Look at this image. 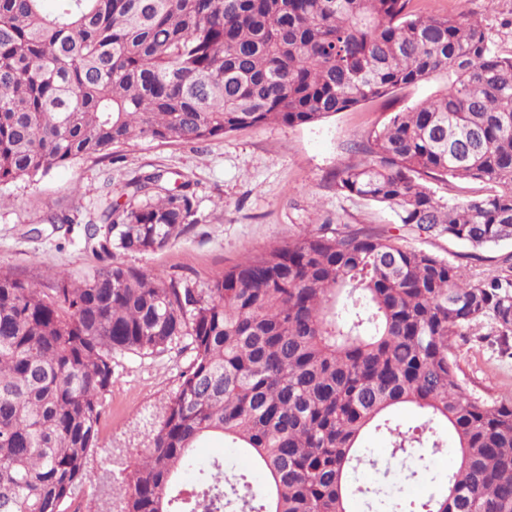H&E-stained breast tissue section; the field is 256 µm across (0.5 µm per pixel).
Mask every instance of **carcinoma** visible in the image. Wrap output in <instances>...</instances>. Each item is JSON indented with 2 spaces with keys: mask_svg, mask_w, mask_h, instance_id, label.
I'll list each match as a JSON object with an SVG mask.
<instances>
[{
  "mask_svg": "<svg viewBox=\"0 0 512 512\" xmlns=\"http://www.w3.org/2000/svg\"><path fill=\"white\" fill-rule=\"evenodd\" d=\"M0 0V185L140 138L201 143L243 127L304 125L441 77L331 175L399 223L474 249L512 242V56L482 25L421 17L411 0ZM457 182L443 203L427 180ZM189 181L161 171L105 197L76 280L0 270V512H66L92 476L117 351L186 338L191 359L142 456L112 484L120 512H512V397L459 374L456 338L487 318L512 336V263L473 278L370 224H319L204 288L113 261L193 224ZM411 404L420 421L387 417ZM454 438L458 467L421 503L355 484L385 436L404 477H436L419 449ZM220 436L260 480L199 463Z\"/></svg>",
  "mask_w": 512,
  "mask_h": 512,
  "instance_id": "obj_1",
  "label": "carcinoma"
}]
</instances>
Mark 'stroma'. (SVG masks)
Instances as JSON below:
<instances>
[{"instance_id": "obj_1", "label": "stroma", "mask_w": 512, "mask_h": 512, "mask_svg": "<svg viewBox=\"0 0 512 512\" xmlns=\"http://www.w3.org/2000/svg\"><path fill=\"white\" fill-rule=\"evenodd\" d=\"M414 14L479 20L494 49L512 54V0H412ZM432 80L306 125L244 128L198 144H162L138 139L116 161L78 158L45 174L0 187L9 205L0 208V269L27 278L55 272L79 279L97 258L78 231L96 217L100 199L127 204L122 186L138 175L163 171L190 181L194 223L189 231L153 252H118L116 262L146 274L182 276L196 288L245 257L294 238L308 225L332 220L370 224L399 236L404 245L462 266L470 275L498 273L512 243L475 251L444 237H428L399 224L393 209L338 193L330 176L354 161L352 148L383 128L392 113L406 111L442 89ZM64 211L74 231L45 224L48 211ZM461 376L487 398L512 397V343L500 342L485 320L474 335L457 339ZM190 350L175 346L160 354H115L112 387L105 396L98 446L87 456L94 474L112 470V451L125 457L144 451L164 405L175 395Z\"/></svg>"}]
</instances>
